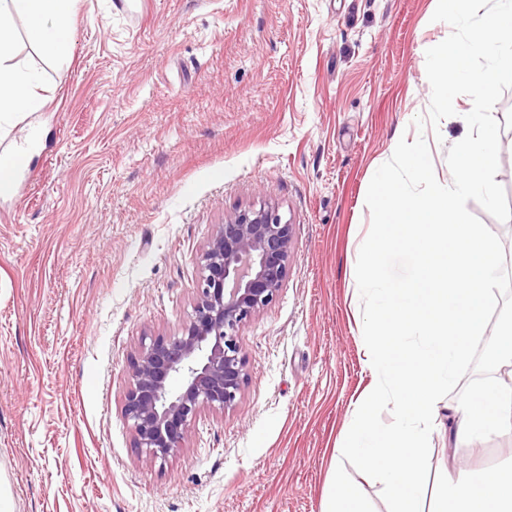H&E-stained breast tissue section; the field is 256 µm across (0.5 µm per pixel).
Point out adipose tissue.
<instances>
[{"label":"adipose tissue","mask_w":512,"mask_h":512,"mask_svg":"<svg viewBox=\"0 0 512 512\" xmlns=\"http://www.w3.org/2000/svg\"><path fill=\"white\" fill-rule=\"evenodd\" d=\"M73 0H0V120L27 118L44 103L34 73L14 60L13 20L23 18L30 39L51 58L65 60L73 35ZM434 512H512V473L448 484Z\"/></svg>","instance_id":"adipose-tissue-1"}]
</instances>
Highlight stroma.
Segmentation results:
<instances>
[{
	"instance_id": "stroma-1",
	"label": "stroma",
	"mask_w": 512,
	"mask_h": 512,
	"mask_svg": "<svg viewBox=\"0 0 512 512\" xmlns=\"http://www.w3.org/2000/svg\"><path fill=\"white\" fill-rule=\"evenodd\" d=\"M432 0H75L59 62L14 19L39 135L0 197V500L11 512H323L350 413L375 387L355 266L368 184L395 140L435 176L463 113L418 130ZM496 182L512 201V89ZM293 226L287 280L246 324L249 379L165 464L121 414L128 357L192 312L197 258L236 209ZM423 499L512 470V432L434 427Z\"/></svg>"
}]
</instances>
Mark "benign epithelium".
<instances>
[{
    "label": "benign epithelium",
    "mask_w": 512,
    "mask_h": 512,
    "mask_svg": "<svg viewBox=\"0 0 512 512\" xmlns=\"http://www.w3.org/2000/svg\"><path fill=\"white\" fill-rule=\"evenodd\" d=\"M292 234L272 203L225 216L200 253L192 313L134 346L121 413L141 460L176 456L202 413L235 409L248 379L241 331L284 286Z\"/></svg>",
    "instance_id": "obj_1"
}]
</instances>
